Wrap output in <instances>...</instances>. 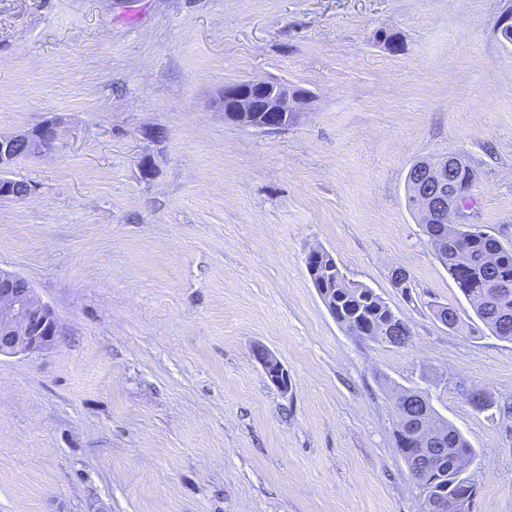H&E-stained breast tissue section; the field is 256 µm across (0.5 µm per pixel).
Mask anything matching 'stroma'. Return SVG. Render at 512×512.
Wrapping results in <instances>:
<instances>
[{
	"label": "stroma",
	"mask_w": 512,
	"mask_h": 512,
	"mask_svg": "<svg viewBox=\"0 0 512 512\" xmlns=\"http://www.w3.org/2000/svg\"><path fill=\"white\" fill-rule=\"evenodd\" d=\"M512 0H0V133L56 116L8 175L0 267L57 317L0 357V512H421L395 386L428 387L468 439L472 512H512V343L430 309L469 303L406 203L419 159L465 153L473 221L512 242ZM397 33L391 50L381 32ZM313 100L258 133L227 83ZM322 246L408 322L346 334L304 263ZM412 280L394 288V270ZM288 371L281 392L253 357ZM243 82L262 90V102H257L248 94L241 93L234 87L235 83L224 85L219 89L213 98L212 105L215 109L224 112L225 120L232 121L246 129L264 133L286 130L297 123L304 106L312 98L308 90L299 91L298 87H293L288 83L253 79ZM229 100L232 101V104L225 108V103ZM264 112L272 114L264 115ZM435 317L449 330L454 332H463L464 329H468L469 333H471L472 327L466 324L465 320H463L455 307L450 304H441L435 303L430 305Z\"/></svg>",
	"instance_id": "stroma-1"
}]
</instances>
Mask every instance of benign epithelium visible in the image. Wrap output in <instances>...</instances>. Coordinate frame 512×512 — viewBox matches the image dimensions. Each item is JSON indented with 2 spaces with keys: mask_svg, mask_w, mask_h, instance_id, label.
<instances>
[{
  "mask_svg": "<svg viewBox=\"0 0 512 512\" xmlns=\"http://www.w3.org/2000/svg\"><path fill=\"white\" fill-rule=\"evenodd\" d=\"M248 84L262 90V101H255L230 84L219 89L212 105L224 113V119L264 133L279 132L296 124L312 98L309 91H300L282 82L252 79ZM60 125L59 118L51 117L36 127L9 136L0 135V199L16 200L35 192V187L27 184L24 194H18L17 180L7 177L4 172L20 158L39 157L51 152ZM448 157L451 158L449 163L444 161L433 169L415 166L408 173L417 215L432 223L444 214L448 223L476 231L478 227L470 223L471 213L456 206L458 192L454 191L451 175L460 153H450ZM57 335L58 322L53 309L35 296L25 278L0 267V355L44 351L55 344ZM254 358L263 370L274 368V376L270 377L272 382L277 383L279 377L287 375L279 359L268 350L256 349Z\"/></svg>",
  "mask_w": 512,
  "mask_h": 512,
  "instance_id": "obj_1",
  "label": "benign epithelium"
}]
</instances>
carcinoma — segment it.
Masks as SVG:
<instances>
[{
    "instance_id": "1",
    "label": "carcinoma",
    "mask_w": 512,
    "mask_h": 512,
    "mask_svg": "<svg viewBox=\"0 0 512 512\" xmlns=\"http://www.w3.org/2000/svg\"><path fill=\"white\" fill-rule=\"evenodd\" d=\"M454 170L458 193L473 196L474 165L463 158ZM420 228L475 317L494 336L512 342V244L485 231L467 234L457 224L427 223ZM308 274L331 317L348 335L397 347L411 342L409 324H401V317L374 289L348 279L330 254H324L319 266L309 268ZM431 308L448 329L462 332L468 328L452 305L435 303ZM412 399L425 400L428 411L395 422L396 447L410 476L419 482L421 495L431 503L427 512H462L463 504L477 495L475 480L467 476L475 451L435 410L427 389H399L394 408Z\"/></svg>"
}]
</instances>
